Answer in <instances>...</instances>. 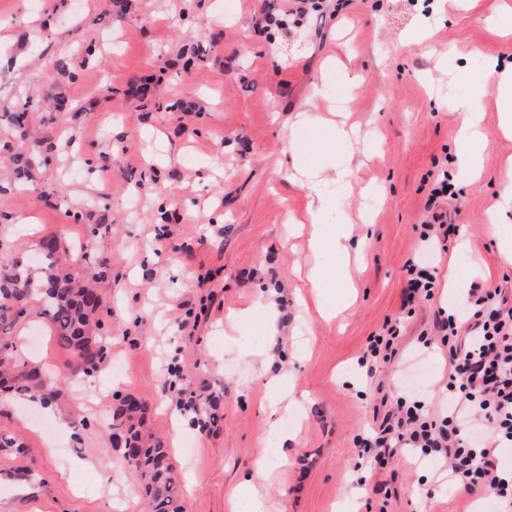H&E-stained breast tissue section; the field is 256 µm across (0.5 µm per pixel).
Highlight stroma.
Masks as SVG:
<instances>
[{"label": "stroma", "instance_id": "obj_1", "mask_svg": "<svg viewBox=\"0 0 512 512\" xmlns=\"http://www.w3.org/2000/svg\"><path fill=\"white\" fill-rule=\"evenodd\" d=\"M497 0L469 10L436 0H0V268L35 260L41 237L72 244L96 224L91 265L109 311L110 355L93 377L65 386L58 418L28 397L0 406V429L24 458L0 456V512H149L110 430L115 394L143 406L180 477L183 512H253L238 485L258 456L273 472L275 512H365L391 493L390 512H498L484 488L448 484L435 464L402 453L384 468L357 463L354 440L373 423L378 391L443 400L448 352L422 348L437 310L472 323L469 292L512 294L492 225L512 176L495 63L512 60V15ZM282 26L255 25L260 11ZM69 62L68 73L51 67ZM346 101L350 141L320 123ZM31 102L17 132L8 111ZM483 115L481 179L456 167L464 109ZM350 157L355 191L328 182L323 224L352 223V304L332 321L341 261L308 248L290 216L310 198L294 159ZM28 163L16 173L15 154ZM456 191L449 210L468 248L457 259L464 293L435 290L406 317L400 358L359 370L370 336L403 315L405 265L444 267L420 240L435 183ZM320 268L322 288L306 279ZM205 308L197 324L189 308ZM19 360L50 377L78 360L41 319L18 325ZM306 395L269 409L268 371ZM217 397L208 428L179 407V391ZM295 438L281 446L280 436ZM88 460L73 469V458ZM30 470V492L12 480Z\"/></svg>", "mask_w": 512, "mask_h": 512}]
</instances>
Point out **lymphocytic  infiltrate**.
<instances>
[{"instance_id": "lymphocytic-infiltrate-1", "label": "lymphocytic infiltrate", "mask_w": 512, "mask_h": 512, "mask_svg": "<svg viewBox=\"0 0 512 512\" xmlns=\"http://www.w3.org/2000/svg\"><path fill=\"white\" fill-rule=\"evenodd\" d=\"M448 194L445 182L432 189L421 232L443 250L457 231L441 204ZM473 308L474 335H460L454 316L438 323L450 366L446 408L397 397L377 429L356 437L355 454L374 466L409 452L437 463L452 485L485 486L512 508V469L495 463L497 448L512 445V296L489 288L474 295Z\"/></svg>"}]
</instances>
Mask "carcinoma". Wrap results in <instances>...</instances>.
<instances>
[{
    "mask_svg": "<svg viewBox=\"0 0 512 512\" xmlns=\"http://www.w3.org/2000/svg\"><path fill=\"white\" fill-rule=\"evenodd\" d=\"M40 266H15L0 274V396L33 392L56 399L62 391L35 365H19L14 358L12 333L22 314L34 312L49 327L58 346L77 357V373L89 374L107 356L99 334L100 296L78 280L72 264L88 259L84 245L66 247L55 237L39 243ZM124 398L112 411V435L124 440L125 458L140 480L151 512H183L179 478L170 461V449L161 440L150 441L140 424L142 406L131 409Z\"/></svg>",
    "mask_w": 512,
    "mask_h": 512,
    "instance_id": "obj_1",
    "label": "carcinoma"
}]
</instances>
